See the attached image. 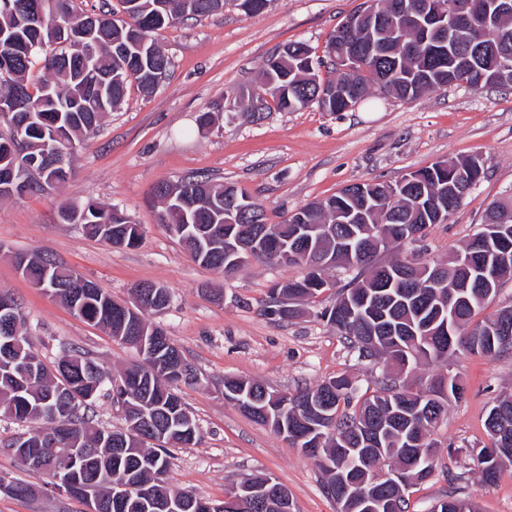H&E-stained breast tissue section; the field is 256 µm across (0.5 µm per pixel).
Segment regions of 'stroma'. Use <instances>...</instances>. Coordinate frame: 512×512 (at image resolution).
<instances>
[{"label":"stroma","instance_id":"1","mask_svg":"<svg viewBox=\"0 0 512 512\" xmlns=\"http://www.w3.org/2000/svg\"><path fill=\"white\" fill-rule=\"evenodd\" d=\"M362 2L268 0L262 11L249 14L230 2L222 12L161 30L158 42L172 66L159 89L149 97L129 90L99 133L77 145L67 182L44 195L0 199V292L20 303L32 349L46 364L76 349L116 377L138 355L32 288L17 268L18 256L46 253L120 302L129 301L137 283L169 289V306L148 319L165 330L198 374L196 383L180 391L199 440L171 451L169 483L176 490L220 500L242 478L270 476L287 488L294 512H337L315 461L226 401L224 380L243 377L291 393L344 375L364 390L374 388L383 366L358 359L320 317L349 282L348 273L330 270L334 289L304 303L292 321L271 320L262 312L269 287L300 277L301 269L253 262L227 276L203 267L158 224L151 199L158 182L209 176L261 201L268 222L277 224L345 186L392 182L438 160L479 156L484 178L448 223L427 229L420 245L422 257L435 260L469 240L490 204L512 198L510 89L474 93L461 84L413 102L374 98L336 113L314 105L297 112L241 106L211 112V123L199 127L198 116L214 102L257 89L267 58L289 43L304 42L323 55L336 25ZM89 201L118 208L139 224V244L115 248L87 236L80 225L58 221L61 203ZM445 369L462 379L467 393L449 402L432 432L439 464L414 487L410 512H427L451 492L468 498L478 512H512V464L489 483L477 463L489 443L488 407L512 390V350L495 360L458 351L446 365L424 364L417 374L425 378ZM20 433L0 417V512H85L81 501L50 488L33 500L7 491V484L36 479L9 447Z\"/></svg>","mask_w":512,"mask_h":512}]
</instances>
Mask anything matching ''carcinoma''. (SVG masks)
I'll return each mask as SVG.
<instances>
[{"mask_svg": "<svg viewBox=\"0 0 512 512\" xmlns=\"http://www.w3.org/2000/svg\"><path fill=\"white\" fill-rule=\"evenodd\" d=\"M47 0H0V75L6 73L12 86L0 88V107L7 106L18 123L24 125L20 138L0 134V162L8 166L28 164L27 176L36 192H45L67 176L47 169L44 141H54L55 153L69 155L76 143L93 136L102 117L125 100L131 86L143 94L154 92L151 77L167 74L171 65L168 55L151 38V34L188 18L204 17L220 11L227 0H121L123 15L110 7H102L90 15L73 4V0H53L56 11L72 23V50L61 58L50 49L51 34L36 18L38 3ZM448 0H374L382 18V30H371V16L359 9L347 17L349 24L339 23L329 36L326 52L344 53L357 44L367 48L371 40L381 41L385 55L362 59L357 71L348 75L331 63L315 58L300 42L270 57L262 70L260 83L281 111H297L311 104L325 112H346L350 107L376 96H392L411 102L427 91L464 83L479 92L499 81L512 80V70L502 78L497 75V59L512 63V12L499 13L489 0H467L468 11L481 22V42L494 50L491 56L468 54L463 66L452 63L451 41L436 24L429 25L427 41L412 49L415 36L404 28V10L419 16H430ZM249 98L254 110L265 109L264 98L240 92L235 98L216 102L213 109L231 112L238 103ZM470 158L448 161V168L435 165L416 171L418 183L407 191H393L398 182L370 181L353 184L321 202L307 204L289 219L270 224L266 235L252 249L253 260L274 262L279 246L299 252L291 265L303 269L316 266L326 253H331L332 268L354 273L349 287L337 294L336 302L320 312L322 319L336 329L358 357L375 362L381 360L390 374L378 381L372 394L360 405L353 404L356 388L344 376L325 380L313 387L296 391L288 398H276L263 385L244 378L224 380V398L237 401L243 397L263 401L272 410L271 429L294 434L288 440L293 448H321L331 466L318 464L326 476L324 492L342 504L344 512H363L359 491L379 499H391L396 489L385 478L373 481L374 468L387 465V472L398 470L408 462L400 436L405 426L403 414L422 411L415 421L414 454L430 459L408 472L411 485L427 480L437 465V449L430 439L431 431L447 411L448 403L430 406L426 400L436 386L450 379L464 397L466 387L455 375L444 372L424 381L413 376V366L420 361L444 362L448 355L464 350L492 357L503 352L498 345L495 326L512 316V307L478 318L492 299L488 290L472 287L457 293L449 309L448 294L456 288L462 275L459 260L474 254V240L483 230L473 234L460 250L435 261L431 267H443L447 283L434 289L415 287L427 266L408 268V281L395 283L379 298L389 321L403 331L392 336H372L361 310L349 315L348 304L356 303L359 294L378 287L383 264L377 255L398 244L397 236L408 224L427 229L438 223L442 211L453 214L463 197L472 189L464 177L448 183V170L464 171ZM153 197L161 202L159 223L186 245L198 263L221 269L228 274L241 267L224 255V243L212 249H200L201 233L211 224H224L226 208L232 202L224 197V185L203 177L192 176L176 184L161 183ZM378 201L377 210L366 211L364 223L376 227L373 235L360 233L357 248L348 252L338 248L330 252V240L316 237L308 246L292 237V225L303 219L311 224H332L336 233L348 231V212L361 209L364 199ZM66 214L62 222L81 224L92 238L111 242L110 233L118 226L124 235V246L134 247L141 239L140 225L116 208L95 202L81 207L62 204L57 214ZM26 279L34 288L48 289L64 303L73 315L88 324L109 330L112 338L123 344L140 331H157L163 339L138 352L142 362L125 369L115 383L96 362L76 350L64 353L53 367H48L31 348L24 331V316L15 324L11 358L18 363L0 361V415L27 428L28 455L31 464L42 468L53 478L61 463L40 452L46 438L62 448L75 449L63 476L77 485L91 486L101 501V512H140L131 501L112 498V483L128 475L144 486L155 503V512H164L168 500L186 497L169 483L171 447L185 445L198 436V426L179 394V385L151 374V369L165 370V365L186 371L183 382L195 379V373L181 351L165 331L149 322L148 311L136 302L119 303L101 288H79L82 275L38 252L27 256ZM314 274L306 273L281 285L285 297L293 301L312 300L322 289L307 287ZM453 336H448V333ZM410 368L403 371V362ZM107 399L124 408L126 427L109 430L99 425L94 408ZM288 405L281 406L283 401ZM491 445L477 454L481 473L498 477L504 461H512V393H503L492 402L486 418ZM439 507L429 512H476L473 503L449 494L439 500Z\"/></svg>", "mask_w": 512, "mask_h": 512, "instance_id": "cac0c4a2", "label": "carcinoma"}]
</instances>
